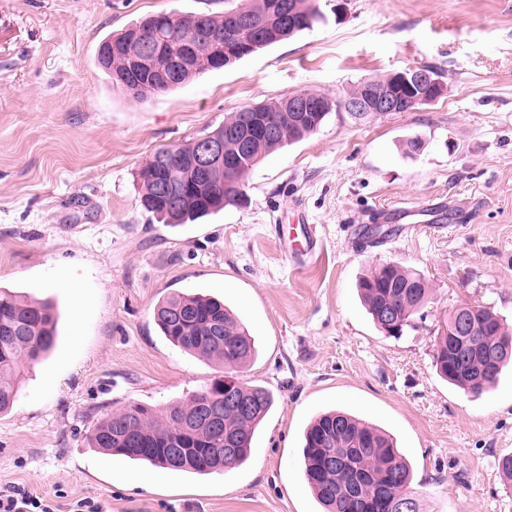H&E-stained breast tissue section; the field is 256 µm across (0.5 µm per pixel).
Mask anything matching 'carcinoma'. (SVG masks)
I'll list each match as a JSON object with an SVG mask.
<instances>
[{"mask_svg": "<svg viewBox=\"0 0 512 512\" xmlns=\"http://www.w3.org/2000/svg\"><path fill=\"white\" fill-rule=\"evenodd\" d=\"M289 5L290 19L274 33L241 26V22L268 14L278 2ZM232 6L222 15H205V34L211 37V55H222L229 47L228 33L237 31L242 42H248L252 54L269 45L287 40L313 28L320 10L318 0H228ZM199 17L197 13H181L175 23L149 16L130 24L123 32L107 38L112 43V60H98L112 73L124 66L132 45L130 31L148 24L166 26L176 33L165 44L168 55H181L177 33L186 23ZM243 56L221 63L211 62L210 55L199 59L189 70L175 72L169 80L148 84L141 98L166 93L191 78L219 70L239 61ZM261 121L275 126V137L254 136L249 152L238 158L234 167L211 173L199 195L187 196L171 203L157 192L156 177L146 169L139 171L142 184V208L166 224L192 223L228 206H238L244 200L245 181L254 167L267 155L316 132L336 107L324 105L320 112L299 117L288 111V98L254 106ZM244 110L231 112L224 124L212 131L221 137L226 130L242 124ZM167 178L177 188L196 183L187 166H175ZM357 288L365 308L378 330L387 337L398 339L411 326L413 315L427 302L430 288L420 275L399 265L385 264L362 278ZM390 312L398 332H390L383 323V314ZM153 318L161 334L183 353L212 360L224 367V374L237 375L255 354V345L246 326L236 319L215 297L176 293L162 299L154 308ZM474 334L485 346L497 351L489 360L472 357L459 369L448 363L453 360L457 337L437 336L433 361L437 373L450 384L478 395L494 384L503 367L512 362V328L490 308L484 307L474 317ZM54 308L47 303H32L18 299L0 289V412L10 409L17 396L15 379L20 370L42 360L54 346L56 336ZM219 380L196 392L191 405L178 401L156 414L140 403H129L118 411L93 422L87 443L112 456L142 461L155 467L197 475H209L242 466L249 458L255 431L274 403L270 390L260 385L239 381L236 395L240 405L221 406L217 420H212L214 404L211 390ZM235 448L232 459L224 461L227 443ZM336 454V469L330 476L318 478L328 454ZM303 474L324 512H352L348 489L356 487L359 495L371 506L370 512H398V504L408 500L410 512H419L413 491V474L409 463L393 440L379 428L343 411L319 415L307 427L302 441Z\"/></svg>", "mask_w": 512, "mask_h": 512, "instance_id": "cac0c4a2", "label": "carcinoma"}]
</instances>
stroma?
Returning a JSON list of instances; mask_svg holds the SVG:
<instances>
[{"instance_id": "obj_1", "label": "stroma", "mask_w": 512, "mask_h": 512, "mask_svg": "<svg viewBox=\"0 0 512 512\" xmlns=\"http://www.w3.org/2000/svg\"><path fill=\"white\" fill-rule=\"evenodd\" d=\"M320 5L312 31L142 101L100 68V42L149 14L223 13L224 0H0V288L59 312L55 350L22 369L0 413V490L25 488L54 512H321L303 431L341 409L393 436L421 512H512L495 465L512 451V366L478 397L433 367L456 305L512 324V0ZM423 65L444 96L363 123L330 114L253 169L246 205L177 227L142 209L141 167L227 114ZM411 137L422 143L412 157ZM401 206L426 222L400 220ZM304 221L320 254L299 267L281 242ZM377 224L386 236H369ZM387 263L431 289L397 340L356 290ZM173 293L223 297L258 349L240 376L275 395L250 459L221 474L108 459L86 443L126 403L162 410L221 376L161 336L153 309Z\"/></svg>"}]
</instances>
